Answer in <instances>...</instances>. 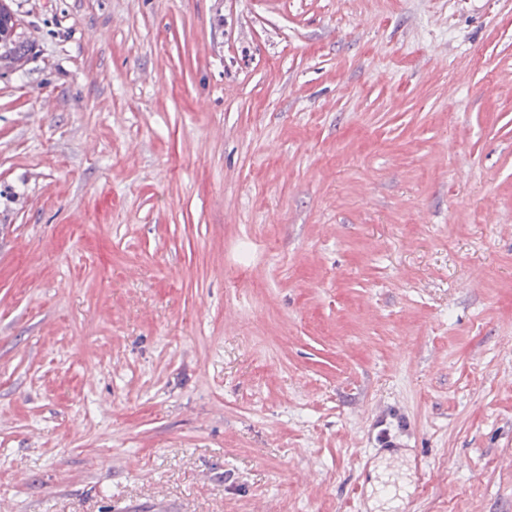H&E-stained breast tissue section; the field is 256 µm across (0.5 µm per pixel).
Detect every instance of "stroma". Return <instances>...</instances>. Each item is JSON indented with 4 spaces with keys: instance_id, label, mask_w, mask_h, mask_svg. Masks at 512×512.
<instances>
[{
    "instance_id": "obj_1",
    "label": "stroma",
    "mask_w": 512,
    "mask_h": 512,
    "mask_svg": "<svg viewBox=\"0 0 512 512\" xmlns=\"http://www.w3.org/2000/svg\"><path fill=\"white\" fill-rule=\"evenodd\" d=\"M0 512H512V0H12Z\"/></svg>"
}]
</instances>
